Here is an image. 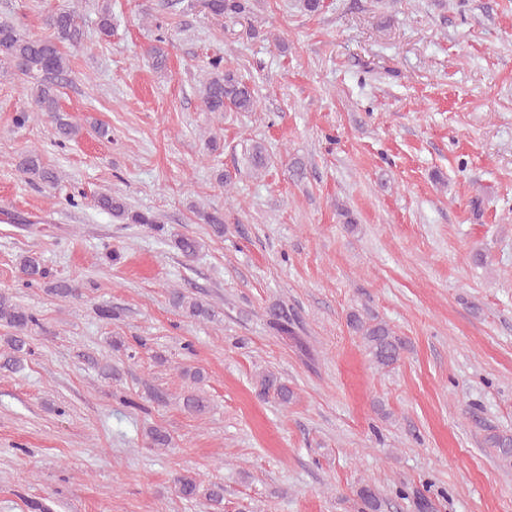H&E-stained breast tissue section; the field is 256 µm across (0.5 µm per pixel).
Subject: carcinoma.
<instances>
[{
  "mask_svg": "<svg viewBox=\"0 0 512 512\" xmlns=\"http://www.w3.org/2000/svg\"><path fill=\"white\" fill-rule=\"evenodd\" d=\"M208 15L214 18L247 19L254 12V0H194ZM52 35L47 38L24 36L8 21H0V73L23 76L33 80L30 87L31 107L15 112L13 123L21 128L31 120L32 113L46 112L53 122L54 136L58 143L76 140L82 133V126L71 121L67 114L58 108L57 84L55 79L66 69V56L61 47H77L83 40V29L79 15L74 10H62L49 15L46 19ZM208 76L202 84L201 100L209 112H251L255 106L254 90L235 71L224 67L223 60L216 58L208 63ZM249 164L252 171L259 173L267 169L269 155L263 143L252 145L249 152ZM18 171L27 179L53 186L59 176L54 169L45 165L41 153L36 149L20 155ZM94 205L109 213L121 224H155L157 218L149 213L135 210L121 195L102 193L94 199ZM176 248L186 258L196 255L200 243L197 239L180 236L174 239ZM19 271L27 285L38 283L49 276L37 256L25 255L19 261ZM49 290L62 299L79 295V288L66 280H55ZM173 305L190 318L212 320L216 317L213 309L196 298L182 292L172 293ZM273 327L280 333L292 332V321L288 309L278 306L270 310ZM34 314L18 305L14 296L0 291V325L15 330L8 345L12 355L3 363L6 368L14 367L18 362L17 354L26 353L28 328L36 324ZM350 327L362 336L373 360L382 367H390L401 359L406 349V341L382 322L364 321L358 314L348 316ZM260 393L264 396L272 393L282 404L293 399L294 392L287 384L278 381L272 374L261 378ZM149 444L155 448H167L171 444L170 436L155 427L145 432ZM486 447L492 449L495 458L502 466L512 467V435L491 432L485 436ZM175 489L185 500H194L203 495L215 507L224 501V486L212 483L202 488L201 483L189 475L175 478ZM363 507L367 512H379L382 502L376 490L370 485L362 486L358 491Z\"/></svg>",
  "mask_w": 512,
  "mask_h": 512,
  "instance_id": "cac0c4a2",
  "label": "carcinoma"
}]
</instances>
